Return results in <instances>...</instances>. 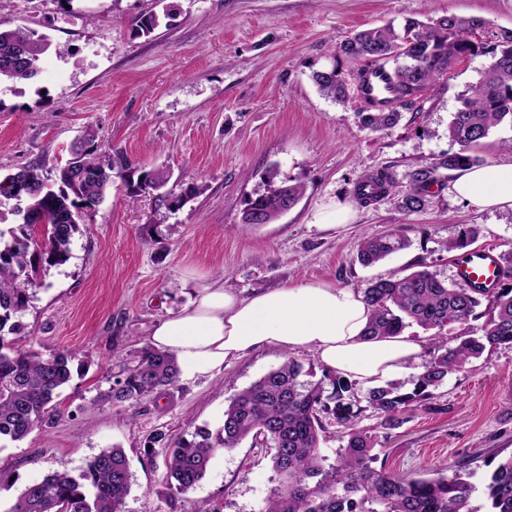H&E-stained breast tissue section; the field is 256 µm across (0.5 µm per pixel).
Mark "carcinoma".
<instances>
[{"label":"carcinoma","instance_id":"cac0c4a2","mask_svg":"<svg viewBox=\"0 0 512 512\" xmlns=\"http://www.w3.org/2000/svg\"><path fill=\"white\" fill-rule=\"evenodd\" d=\"M155 13L137 21V35L148 38L160 26ZM476 18L446 16L433 23L408 18L397 27L392 22L354 34L340 44V51L364 62L365 68L391 65V98L374 112H365L362 123L374 131L394 126L400 109L412 105L418 94L456 61L476 55L481 45L470 34L481 28ZM500 51L478 85L463 95L462 107L448 123V138L458 149L415 174L414 186L401 199L408 212L422 210L431 185L440 181V170L477 166L482 159L473 150L502 124L512 125V31L500 34ZM52 46L50 38L0 21V81H30L38 75L39 62ZM319 91L335 102L348 97V86L336 68L312 75ZM99 133L90 127L72 148V158L56 176L57 187L47 185L34 168L21 169L0 180V198L24 204L30 220L0 228V439L21 441L59 416L56 398L73 377L72 354L44 355L27 346L20 317L41 287L32 257L40 253L59 264L68 259L74 236L82 232L92 212L105 200L112 186L113 168L100 166ZM168 176L159 170L141 173L140 183L163 188ZM391 178L379 172L358 184L356 198L366 204L386 193ZM303 186L278 178L275 168L266 171V188L245 201L241 221L272 224L285 204H296ZM47 221L39 240L35 223ZM479 229L468 225L459 239L445 244L449 252L473 245ZM408 247L395 229L363 238L357 259L363 265L379 263ZM371 317L366 335L390 338L416 325L432 332V358L413 377V389L388 381L367 390L368 407L381 418V426L395 429L413 404L433 396L448 376L465 370L487 349H512V287L501 286L486 295L476 288L448 283L428 269L405 275L393 273L372 281L364 290ZM492 299L486 320L479 317L482 299ZM180 373L169 351L142 347L132 365L97 397L101 403L133 407L177 386ZM355 383L340 376L327 381L303 379V365L288 356L249 387L238 392L224 409L217 432L198 428L191 438L173 440L155 432L154 445L164 448L168 489L177 494L194 490L207 476L213 457L249 438L274 450L271 458L276 486L261 512H512V455L500 458L478 489L463 479L461 465L439 469L429 478L397 475L372 467L376 436L358 426L362 409H353ZM340 427L344 445L334 461L323 453L327 427ZM132 474L125 452L108 448L94 456L77 476L55 472L26 486L5 512H123ZM481 492L483 507L472 504Z\"/></svg>","mask_w":512,"mask_h":512}]
</instances>
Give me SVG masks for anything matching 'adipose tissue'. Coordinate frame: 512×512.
I'll return each mask as SVG.
<instances>
[{"label": "adipose tissue", "instance_id": "adipose-tissue-1", "mask_svg": "<svg viewBox=\"0 0 512 512\" xmlns=\"http://www.w3.org/2000/svg\"><path fill=\"white\" fill-rule=\"evenodd\" d=\"M456 198L481 209L512 208V162L458 171ZM363 294L328 283L289 282L248 294L209 281L193 300L153 327L152 347L172 352L185 378L207 375L260 347L314 353L327 370L370 385L418 362L420 344L407 336L371 339Z\"/></svg>", "mask_w": 512, "mask_h": 512}]
</instances>
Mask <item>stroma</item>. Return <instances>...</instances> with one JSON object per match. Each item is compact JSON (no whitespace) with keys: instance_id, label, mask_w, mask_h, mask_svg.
Masks as SVG:
<instances>
[{"instance_id":"35a3bbf8","label":"stroma","mask_w":512,"mask_h":512,"mask_svg":"<svg viewBox=\"0 0 512 512\" xmlns=\"http://www.w3.org/2000/svg\"><path fill=\"white\" fill-rule=\"evenodd\" d=\"M165 7L168 23L138 36L137 20ZM451 15L484 20L473 35L482 52L429 85L396 126L364 127L359 64L339 43L387 21ZM0 21L66 48L43 55L35 82H0V177L24 167L54 177L91 126L103 151L125 164L67 261L45 267L21 318L33 349L74 353L73 379L51 427L0 444V512L26 485L79 473L112 447L124 450L132 473L124 512H259L274 487L271 449L246 440L217 454L207 478L173 502L163 454L146 448L158 430L173 439L217 430L229 400L280 365L281 350L251 352L132 408L95 402L157 321L188 303L195 280L246 293L291 281L361 290L425 267L450 281L444 245L465 224L479 227L478 246L512 251V209L468 206L445 183L431 186L421 211L400 206L415 173L452 150L448 123L501 33L512 31V0H0ZM331 67L348 84L346 103L312 80ZM272 166L305 194L275 223L244 228V201L264 191ZM158 167L169 175L164 192L136 188L140 172ZM380 171L390 174L391 193L358 203L355 184ZM180 195L185 203L171 208ZM333 201L353 205L357 217L319 229L314 216ZM396 227L408 248L361 265L363 237ZM511 399L512 349H493L412 407L400 427L383 428L370 408L359 424L379 440L376 467L413 476L460 462L478 483L487 460L512 454V413L502 408Z\"/></svg>"}]
</instances>
